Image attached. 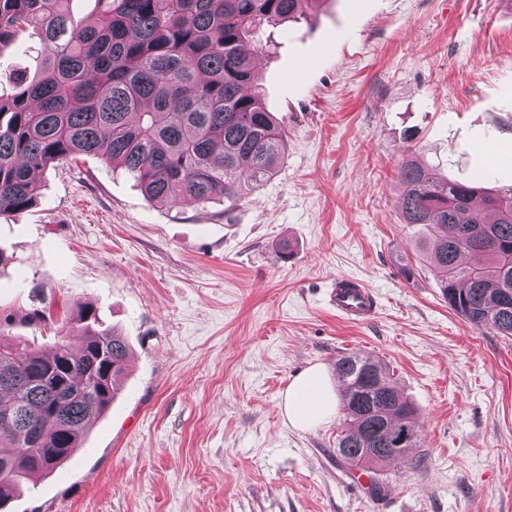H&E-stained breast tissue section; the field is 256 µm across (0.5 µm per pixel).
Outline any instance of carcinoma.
I'll use <instances>...</instances> for the list:
<instances>
[{
    "label": "carcinoma",
    "mask_w": 512,
    "mask_h": 512,
    "mask_svg": "<svg viewBox=\"0 0 512 512\" xmlns=\"http://www.w3.org/2000/svg\"><path fill=\"white\" fill-rule=\"evenodd\" d=\"M68 2L0 0V48L22 34L53 45L33 77L0 94V215L36 206L33 174L79 156L120 165L162 206L240 198L274 175L285 132L253 90V42L318 0H96L91 24ZM398 177L402 222L425 230L419 245L448 307L512 337V186L440 180L414 159ZM74 324L77 354L63 342L50 354L22 348L0 327V512L72 456L125 375L126 339L89 306ZM336 378L340 456L378 469L418 447L415 410L386 363L346 353Z\"/></svg>",
    "instance_id": "carcinoma-1"
}]
</instances>
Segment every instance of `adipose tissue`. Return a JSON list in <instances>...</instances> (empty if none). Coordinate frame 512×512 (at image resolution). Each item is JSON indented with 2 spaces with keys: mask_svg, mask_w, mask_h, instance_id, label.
I'll return each instance as SVG.
<instances>
[{
  "mask_svg": "<svg viewBox=\"0 0 512 512\" xmlns=\"http://www.w3.org/2000/svg\"><path fill=\"white\" fill-rule=\"evenodd\" d=\"M335 401L325 389L319 369L296 378L284 397V412L292 425L307 428L331 413Z\"/></svg>",
  "mask_w": 512,
  "mask_h": 512,
  "instance_id": "ef3b65f1",
  "label": "adipose tissue"
}]
</instances>
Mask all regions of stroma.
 Instances as JSON below:
<instances>
[{
    "mask_svg": "<svg viewBox=\"0 0 512 512\" xmlns=\"http://www.w3.org/2000/svg\"><path fill=\"white\" fill-rule=\"evenodd\" d=\"M47 49L0 52V94ZM259 90L281 121L276 174L242 198L148 203L93 157L40 174L38 204L0 218V325L22 345L78 347L66 310L125 336L128 370L74 456L7 512H512V338L451 310L400 221L415 154L443 178L512 185L477 151L512 153V0H324L273 28ZM340 276L377 312L341 320ZM52 309L54 320H33ZM386 362L418 409L419 446L354 482L335 408L283 412L313 367ZM383 486L373 496L370 482Z\"/></svg>",
    "mask_w": 512,
    "mask_h": 512,
    "instance_id": "stroma-1",
    "label": "stroma"
}]
</instances>
